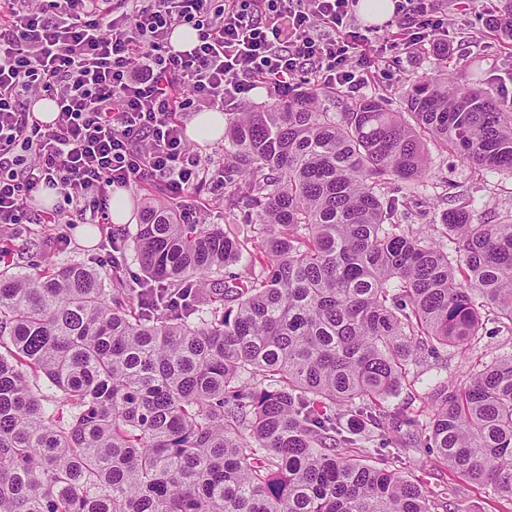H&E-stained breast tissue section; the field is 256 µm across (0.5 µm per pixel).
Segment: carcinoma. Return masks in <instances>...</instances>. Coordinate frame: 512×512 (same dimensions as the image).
Segmentation results:
<instances>
[{
  "mask_svg": "<svg viewBox=\"0 0 512 512\" xmlns=\"http://www.w3.org/2000/svg\"><path fill=\"white\" fill-rule=\"evenodd\" d=\"M495 23L512 38V0ZM404 109L334 112L305 88L229 113L224 206L254 203L252 236L151 199L132 235L145 282L81 263L18 275L1 247L0 512H430L432 491L392 467L420 436L512 500V357L431 386L423 424L383 406L418 351L481 335L483 311L512 332V222L448 210L451 259L379 194L426 175L428 139L512 174V105L444 77ZM250 244L260 270L224 279ZM345 417L396 447L370 463Z\"/></svg>",
  "mask_w": 512,
  "mask_h": 512,
  "instance_id": "cac0c4a2",
  "label": "carcinoma"
}]
</instances>
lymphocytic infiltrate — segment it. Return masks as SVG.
<instances>
[{
    "mask_svg": "<svg viewBox=\"0 0 512 512\" xmlns=\"http://www.w3.org/2000/svg\"><path fill=\"white\" fill-rule=\"evenodd\" d=\"M356 0H0V224H102L112 190L160 185L186 220L224 162L202 158L183 115L223 110L265 87L275 103L306 82L354 90L365 49L414 50L445 24L435 0H395L391 38L353 21ZM291 25L280 34L281 19ZM197 32L189 51L171 36ZM52 100L54 122L32 107ZM64 204L29 216L34 194Z\"/></svg>",
    "mask_w": 512,
    "mask_h": 512,
    "instance_id": "obj_1",
    "label": "lymphocytic infiltrate"
}]
</instances>
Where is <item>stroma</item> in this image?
Returning a JSON list of instances; mask_svg holds the SVG:
<instances>
[{"instance_id": "1", "label": "stroma", "mask_w": 512, "mask_h": 512, "mask_svg": "<svg viewBox=\"0 0 512 512\" xmlns=\"http://www.w3.org/2000/svg\"><path fill=\"white\" fill-rule=\"evenodd\" d=\"M495 0H442L448 10V28L441 31L442 39L453 48L452 61H444L439 53L420 50L400 53L399 57L385 56L381 48L369 49L374 73L359 93L346 89L336 92L337 106L354 102L356 95L379 96L392 109L404 107V92L418 78H433L448 74L464 85H476L492 95L512 96V42L501 40L490 32L486 19ZM429 168L415 185L390 182L381 186L382 194L408 196L409 208L401 218L402 224L425 228L444 249L454 251L442 226L444 210L466 207L477 224L495 223L512 217V174L507 172H480L453 156L444 147L428 143ZM210 193L202 189L191 197L193 205L209 203ZM210 205V203H209ZM250 207L241 206L227 212L223 206L210 205L208 211L198 214L201 224H212L230 235H246L250 228ZM59 229L54 224H32L26 238L13 240L11 246L20 256L26 271H33L45 262L59 265L84 263L97 269H106L112 251L107 244L102 225L90 227L89 235H82L79 225H68L67 243L57 241ZM512 354V333L484 330L476 337L467 353L456 348L442 350L436 357H427L414 366L415 379L404 384L390 397L389 410L421 413L423 399L430 385L438 381L462 385L469 376L490 362L492 357ZM403 476L429 487L441 501L447 502L451 512H512V501L500 497L491 487L460 480L443 466L427 461L422 452L407 450L399 465Z\"/></svg>"}]
</instances>
